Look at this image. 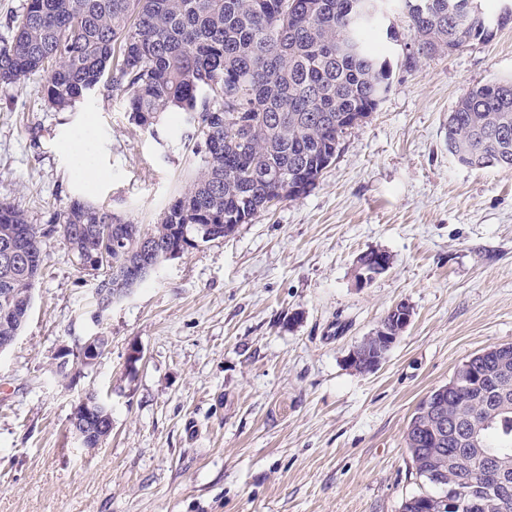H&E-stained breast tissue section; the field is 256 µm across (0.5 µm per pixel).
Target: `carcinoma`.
<instances>
[{
    "label": "carcinoma",
    "instance_id": "obj_1",
    "mask_svg": "<svg viewBox=\"0 0 512 512\" xmlns=\"http://www.w3.org/2000/svg\"><path fill=\"white\" fill-rule=\"evenodd\" d=\"M409 33L424 38L400 56L379 0H26L0 42V91L48 71L42 98L56 112L73 109L103 86L125 97L130 121L150 133L164 120L192 127L193 176L163 212L140 228L163 257L179 242L224 237V225L247 224L293 187L315 189L333 164L352 119L368 118L391 89V58L410 68L438 51L490 41L482 0H400ZM472 89L448 115V142L462 162L491 155L512 170V79ZM77 259L108 249L99 270L97 306L128 285L141 260L132 222L82 199L52 216ZM0 343L21 333L43 265L41 232L12 202L0 199ZM452 417L482 428L479 447L463 444L435 466L464 479L462 504L512 512V379L484 404L465 390ZM82 448L102 447L100 431L71 422ZM429 490L401 512H438L442 486L409 451Z\"/></svg>",
    "mask_w": 512,
    "mask_h": 512
}]
</instances>
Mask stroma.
Masks as SVG:
<instances>
[{
  "mask_svg": "<svg viewBox=\"0 0 512 512\" xmlns=\"http://www.w3.org/2000/svg\"><path fill=\"white\" fill-rule=\"evenodd\" d=\"M512 77V25L489 42L395 67L310 193L185 252L97 316V277L47 226L80 198L157 223L191 170L183 125L158 135L99 91L44 103L43 76L0 92V199L44 229L17 341L0 354V512H401L423 491L405 434L417 405L472 356L512 343V170L457 164L448 115ZM97 134L96 178L73 132ZM385 273L357 278L367 251ZM413 315L386 359L347 356L396 304ZM109 345L71 385L55 357ZM89 391L112 433L85 453L69 415ZM93 138L89 128L77 132L71 139V155L81 174H96L93 163Z\"/></svg>",
  "mask_w": 512,
  "mask_h": 512,
  "instance_id": "35a3bbf8",
  "label": "stroma"
}]
</instances>
